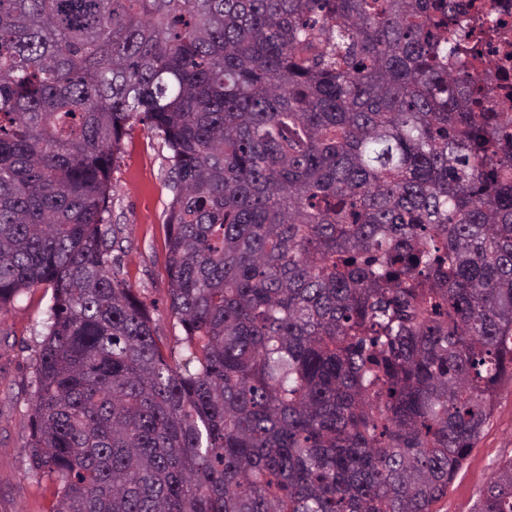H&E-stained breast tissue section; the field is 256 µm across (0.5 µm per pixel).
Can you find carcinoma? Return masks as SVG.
Segmentation results:
<instances>
[{"label": "carcinoma", "instance_id": "carcinoma-1", "mask_svg": "<svg viewBox=\"0 0 512 512\" xmlns=\"http://www.w3.org/2000/svg\"><path fill=\"white\" fill-rule=\"evenodd\" d=\"M462 0H0V312L53 289L49 512H431L512 378V112ZM170 151L176 356L112 168ZM476 512H512V460Z\"/></svg>", "mask_w": 512, "mask_h": 512}]
</instances>
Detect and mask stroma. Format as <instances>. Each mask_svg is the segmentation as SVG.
<instances>
[{"label": "stroma", "instance_id": "obj_1", "mask_svg": "<svg viewBox=\"0 0 512 512\" xmlns=\"http://www.w3.org/2000/svg\"><path fill=\"white\" fill-rule=\"evenodd\" d=\"M168 150L141 124H133L112 170V221L131 245L122 276L153 309L156 332L175 344L183 330L168 310L166 221ZM53 303L52 291L31 288L0 316V512H48L55 490L30 467L27 443L36 389L30 357L40 342ZM512 459V381L504 380L493 416L433 512H474L497 466Z\"/></svg>", "mask_w": 512, "mask_h": 512}]
</instances>
